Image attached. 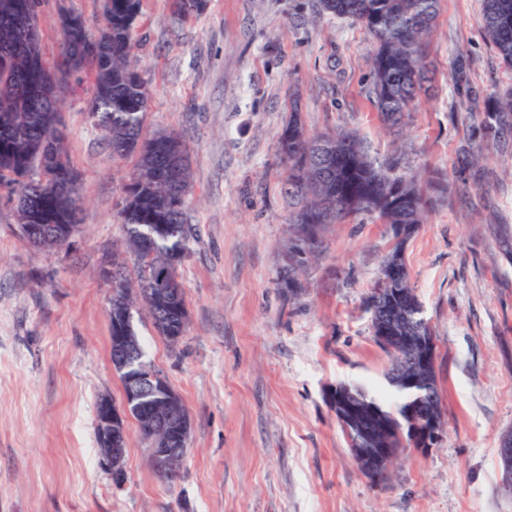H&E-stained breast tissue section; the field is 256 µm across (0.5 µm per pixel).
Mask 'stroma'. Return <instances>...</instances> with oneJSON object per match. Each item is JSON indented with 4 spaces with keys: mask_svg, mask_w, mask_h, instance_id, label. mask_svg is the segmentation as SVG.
I'll list each match as a JSON object with an SVG mask.
<instances>
[{
    "mask_svg": "<svg viewBox=\"0 0 512 512\" xmlns=\"http://www.w3.org/2000/svg\"><path fill=\"white\" fill-rule=\"evenodd\" d=\"M94 22L102 0H40L44 57L60 7ZM482 0H442L428 40L430 89L403 128L371 102L373 42L317 0H206L188 19L175 0H144L134 28L152 90L147 132L188 147V221L177 268L187 323L177 344L133 310L148 360L180 394L191 429L177 478L154 473L127 419L126 479L100 464L96 405L123 403L110 357L109 255L136 275L116 205L134 161L68 98L65 150L84 199L72 248L44 251L17 230L0 190V512H512L498 448L512 431V149L484 142L478 179L457 176L481 112L512 84L485 39ZM309 132L354 131L401 168L439 172L422 224L404 244L411 283L437 346L445 433L402 449L380 483L359 470L327 392L362 387L386 407L402 396L373 336L367 294L396 238L364 215L326 225L289 296L280 286L296 204L277 141L291 106Z\"/></svg>",
    "mask_w": 512,
    "mask_h": 512,
    "instance_id": "stroma-1",
    "label": "stroma"
}]
</instances>
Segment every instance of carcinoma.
<instances>
[{"instance_id":"1","label":"carcinoma","mask_w":512,"mask_h":512,"mask_svg":"<svg viewBox=\"0 0 512 512\" xmlns=\"http://www.w3.org/2000/svg\"><path fill=\"white\" fill-rule=\"evenodd\" d=\"M39 0H0V187L15 200L20 224L73 222L78 199L64 189L47 194L40 184L61 181V173L40 166L51 150L59 165L74 172L64 147L60 108L63 95L47 97L41 87L57 76L89 72L93 76L87 118L110 137L112 156L136 157V164L117 204L127 251L138 261V280L131 283L123 264L112 260V309L148 308L159 335L177 331V319L162 322L155 308L166 300L184 304L176 266L196 240L186 221L190 164L180 135L143 132L151 102L148 82L133 55V31L142 0H106L94 28L83 21L68 27L60 14L61 40L55 65L43 60L42 32L29 34L17 20L38 13ZM320 10L357 23L374 41L371 57L372 98L383 122L402 127L418 92L430 81L426 45L440 10V0H319ZM486 39L506 68H512V0H482ZM478 138L508 147L512 140V87L482 113ZM288 175V194L297 210L288 219V263L281 285L295 294L302 288L299 272L321 248L326 224L369 215L393 228L422 223L426 201L418 175L396 173V164L372 157L351 131L309 134L300 113H288L278 141ZM410 442L407 429L384 435L383 447L398 453Z\"/></svg>"}]
</instances>
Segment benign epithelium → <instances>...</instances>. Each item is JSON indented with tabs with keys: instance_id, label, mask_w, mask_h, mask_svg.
<instances>
[{
	"instance_id": "obj_1",
	"label": "benign epithelium",
	"mask_w": 512,
	"mask_h": 512,
	"mask_svg": "<svg viewBox=\"0 0 512 512\" xmlns=\"http://www.w3.org/2000/svg\"><path fill=\"white\" fill-rule=\"evenodd\" d=\"M375 299L370 311H380L387 319L399 308L418 307L401 288L400 268L393 266L375 284ZM378 344L388 353L408 352V362L417 370L436 368V344L431 336H398L393 327L384 326L376 335ZM428 392L422 390L407 410V427L412 445L426 451L440 440L442 426L437 414L426 409ZM328 398L336 418L346 430H354L350 451L361 472L376 481L393 460L392 452L375 444L372 431L359 420L360 406L354 396L336 386ZM146 424L150 461L158 475L177 473L186 455L190 418L182 399L156 370L138 367L124 385L123 406L118 408L108 396L101 397L97 408L98 438L108 446L102 464L116 476L124 475L127 444L126 419L132 412ZM502 485L512 491V432L504 434L499 448Z\"/></svg>"
}]
</instances>
